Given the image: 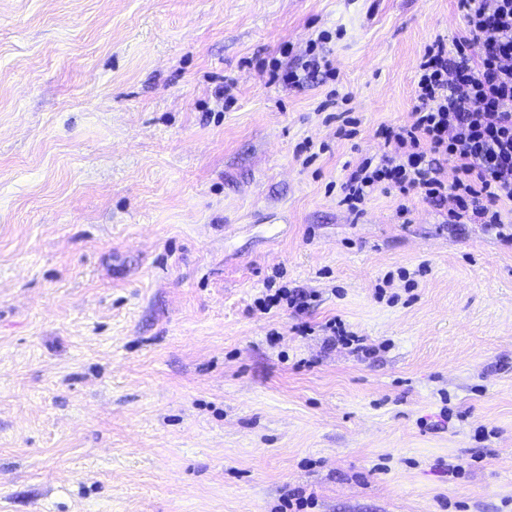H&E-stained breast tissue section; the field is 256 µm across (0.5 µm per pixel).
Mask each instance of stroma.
I'll use <instances>...</instances> for the list:
<instances>
[{
	"mask_svg": "<svg viewBox=\"0 0 512 512\" xmlns=\"http://www.w3.org/2000/svg\"><path fill=\"white\" fill-rule=\"evenodd\" d=\"M462 27L458 0H0V512H512V240L339 202ZM311 50L333 74L270 81ZM270 281L306 309L257 311ZM327 325H329V329L331 331V336L333 340L337 343H341L344 345H356L353 349L354 351L366 352L368 349L361 345L362 342L359 336H356L355 333L348 331L344 322L341 319H333Z\"/></svg>",
	"mask_w": 512,
	"mask_h": 512,
	"instance_id": "stroma-1",
	"label": "stroma"
}]
</instances>
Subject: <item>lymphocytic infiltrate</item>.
<instances>
[{
	"mask_svg": "<svg viewBox=\"0 0 512 512\" xmlns=\"http://www.w3.org/2000/svg\"><path fill=\"white\" fill-rule=\"evenodd\" d=\"M458 7L460 34L436 38L417 65L412 123L378 131L377 153L349 168L342 203L353 214L395 191L447 206L454 224L502 226L498 206L512 203V0Z\"/></svg>",
	"mask_w": 512,
	"mask_h": 512,
	"instance_id": "1",
	"label": "lymphocytic infiltrate"
}]
</instances>
